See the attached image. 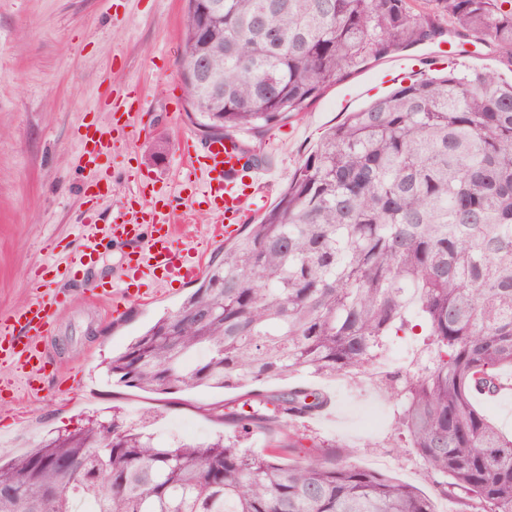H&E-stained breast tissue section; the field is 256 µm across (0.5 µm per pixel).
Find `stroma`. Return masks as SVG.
Segmentation results:
<instances>
[{
  "mask_svg": "<svg viewBox=\"0 0 512 512\" xmlns=\"http://www.w3.org/2000/svg\"><path fill=\"white\" fill-rule=\"evenodd\" d=\"M186 7L187 0H0V320L34 296L32 268H66L70 256L58 243L77 245L86 209H95L104 231L141 193L174 200L180 247L199 249L206 265L222 259L223 241L209 236L216 218L201 191H186L178 151L183 136L205 139L187 116L178 66ZM446 66L419 45L370 61L330 85L302 116L260 135L275 187L283 186L330 127L394 90L385 73L419 81ZM132 88L144 100V111H128ZM124 111L129 135L116 136L101 164L89 163L83 153L86 130L110 129L114 113ZM92 182L107 186V194L87 198L83 189ZM122 252V246L109 244L78 280L53 283L67 299L53 312L38 392L26 390L16 365L0 363V383L6 386L0 394V458L11 459L48 435L94 420L116 415L139 424L148 410L157 412L153 430L167 441L197 443L235 433L221 413L242 402V388L159 395L108 377L104 363L112 353L174 310L192 289L188 283L129 278ZM108 282L126 283L131 298L101 308L97 289ZM294 386L325 391L332 415L294 420L302 446L287 454V462L311 453L330 461L346 450L350 463L430 494L437 512H458L457 495L436 491L421 458L398 435L394 417L400 402L380 395L374 375L332 379L302 371L260 389L269 394Z\"/></svg>",
  "mask_w": 512,
  "mask_h": 512,
  "instance_id": "35a3bbf8",
  "label": "stroma"
}]
</instances>
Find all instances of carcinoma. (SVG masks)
<instances>
[{
  "label": "carcinoma",
  "mask_w": 512,
  "mask_h": 512,
  "mask_svg": "<svg viewBox=\"0 0 512 512\" xmlns=\"http://www.w3.org/2000/svg\"><path fill=\"white\" fill-rule=\"evenodd\" d=\"M188 0L180 65L207 136L299 116L365 65L443 36L512 68V0ZM410 339L415 366L381 376L398 429L461 512H512V438L475 406L512 370V81L454 68L412 80L329 129L277 204L246 224L173 311L105 363L156 393L261 384L307 370L356 376ZM317 389L253 391L224 418L273 422L288 443H164L112 418L0 463V512H436L416 487L320 456L285 464L290 422ZM71 467L64 469L59 461Z\"/></svg>",
  "instance_id": "carcinoma-1"
}]
</instances>
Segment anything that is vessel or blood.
Here are the masks:
<instances>
[{
  "label": "vessel or blood",
  "mask_w": 512,
  "mask_h": 512,
  "mask_svg": "<svg viewBox=\"0 0 512 512\" xmlns=\"http://www.w3.org/2000/svg\"><path fill=\"white\" fill-rule=\"evenodd\" d=\"M181 155L190 173L204 174V195L216 214L242 224L268 204L270 193L263 182L264 171L246 167L236 136L212 138L201 147L192 136H185ZM171 215L170 205L155 197L131 209L128 218L112 222L113 242L127 248V269L148 271L158 281H187L200 275L199 266L176 245ZM63 302L56 293L39 297L16 309L9 320L1 321L0 361L26 368L29 376H37L43 355L41 343L51 335L53 311Z\"/></svg>",
  "instance_id": "obj_1"
}]
</instances>
